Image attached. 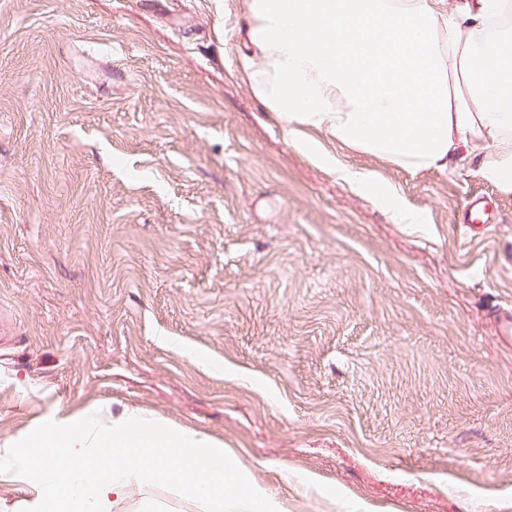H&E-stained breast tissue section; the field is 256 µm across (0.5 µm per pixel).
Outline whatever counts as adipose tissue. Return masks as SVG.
I'll use <instances>...</instances> for the list:
<instances>
[{
  "mask_svg": "<svg viewBox=\"0 0 512 512\" xmlns=\"http://www.w3.org/2000/svg\"><path fill=\"white\" fill-rule=\"evenodd\" d=\"M506 9L512 0H248L246 77L294 146L417 224L376 172L305 132L413 172L447 168L463 147L512 193V45L489 36Z\"/></svg>",
  "mask_w": 512,
  "mask_h": 512,
  "instance_id": "adipose-tissue-1",
  "label": "adipose tissue"
}]
</instances>
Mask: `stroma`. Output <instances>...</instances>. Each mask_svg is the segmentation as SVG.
<instances>
[{"label": "stroma", "instance_id": "1", "mask_svg": "<svg viewBox=\"0 0 512 512\" xmlns=\"http://www.w3.org/2000/svg\"><path fill=\"white\" fill-rule=\"evenodd\" d=\"M247 0H0V448L146 414L278 512H512V194L465 152L293 146ZM488 204L470 224L465 205ZM111 512H199L141 483Z\"/></svg>", "mask_w": 512, "mask_h": 512}]
</instances>
